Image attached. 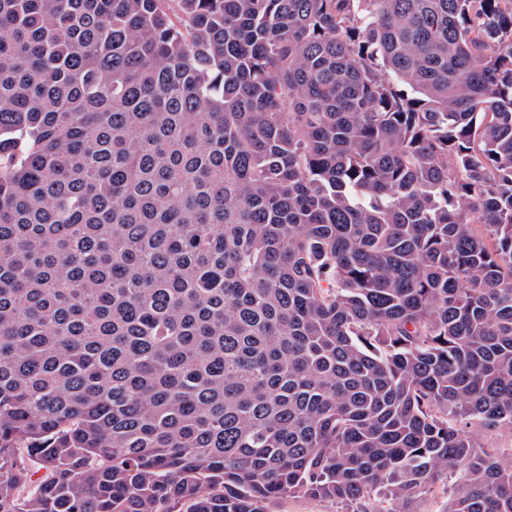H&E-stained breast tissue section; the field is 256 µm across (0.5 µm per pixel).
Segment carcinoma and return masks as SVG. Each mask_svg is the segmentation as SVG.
<instances>
[{"instance_id": "obj_1", "label": "carcinoma", "mask_w": 512, "mask_h": 512, "mask_svg": "<svg viewBox=\"0 0 512 512\" xmlns=\"http://www.w3.org/2000/svg\"><path fill=\"white\" fill-rule=\"evenodd\" d=\"M512 0H0V512H512ZM482 442L486 449L507 460L512 456V432L507 428H498L493 430L481 429ZM452 476L448 470V478L440 477L426 492L413 500L410 512H442L451 494ZM371 502L360 501L352 506H344L332 501L315 500L306 497H288L273 502L271 512H352L371 510Z\"/></svg>"}]
</instances>
